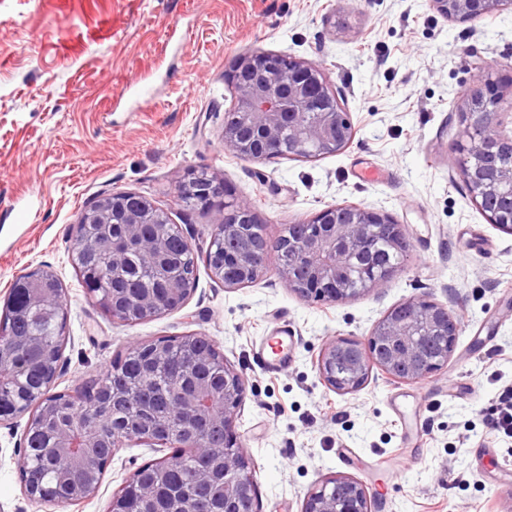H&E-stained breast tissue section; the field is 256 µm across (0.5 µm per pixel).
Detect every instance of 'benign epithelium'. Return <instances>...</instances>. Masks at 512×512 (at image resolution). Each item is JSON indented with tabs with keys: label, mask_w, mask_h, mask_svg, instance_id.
Returning a JSON list of instances; mask_svg holds the SVG:
<instances>
[{
	"label": "benign epithelium",
	"mask_w": 512,
	"mask_h": 512,
	"mask_svg": "<svg viewBox=\"0 0 512 512\" xmlns=\"http://www.w3.org/2000/svg\"><path fill=\"white\" fill-rule=\"evenodd\" d=\"M437 10L460 22L481 20L512 6V0H432ZM224 80L236 92L235 108L246 118L249 135L241 134L231 121H224V147L241 159L262 163L280 155L283 131L296 133V156L334 154L346 147L355 135L349 113L339 106L322 69L287 55L266 52L245 53L224 72ZM487 86L477 81L464 95L460 105V137L458 150L464 155L492 153L503 141L512 140V130L504 133V124L512 126L511 112H482ZM460 175L468 187L471 199L481 209L490 224L512 234V206L506 210L492 209L485 203L504 195L512 196V164H492L486 174H478L464 159ZM157 212L154 202L139 196L138 207L124 211L120 223L123 232L112 237V266L122 264L129 247L146 254H161L166 239L160 233L145 234L142 224ZM233 211L219 214L214 232L227 238L242 239L245 244L231 252L218 255L208 265L212 277L227 289L243 288L262 276L270 252H280L281 241L272 242L253 224L232 223ZM313 234L298 239L293 246L294 262L281 268V275L302 299L336 303L357 296L378 281L400 271L397 264L382 274L364 272L360 288L351 290L340 276L357 256L367 252L370 239L366 228L375 224L397 254L405 257L410 248L400 224L389 215L356 205L329 207L313 217ZM97 306L112 320L126 324L147 320L172 311L159 299L149 296L140 305L138 319L118 313L116 300L102 298ZM461 326L457 314L424 296L411 297L390 309L373 328L366 342L334 338L322 347L316 368L325 385L340 394L361 389L373 369L391 379L418 382L442 370L454 351ZM203 337L190 334L181 344L190 351L183 365L169 375L163 397L172 402L169 419L188 428L186 438L166 447L175 449L155 470L153 484L139 485V470H134L124 487L112 496L108 512H132L126 489L137 488L142 503L152 500L158 487L167 479L170 468L186 458L199 463L197 483L215 490L214 496L224 501V512H245L255 504L256 483L246 450L238 436L234 415L246 390L243 374L228 367L196 347ZM15 365L13 338L0 327V367ZM61 371L60 360L52 355L44 362L45 384L36 401L22 397L11 406L0 409V427L11 424L18 416L29 414L26 433L43 423L60 398L50 393ZM95 430L85 433V454L72 459L70 430L60 433L52 449L55 457L65 462L59 480L68 489L64 500L32 483L28 477L29 461L22 456L20 480L27 498L39 505L74 503L95 495L101 479L95 473L104 472L111 458L103 459L95 452L100 442L107 440L112 447L122 448L132 441L156 443L155 427L132 417L124 421L111 418V413L98 406ZM221 425L229 439L222 456L215 454L209 440L211 427ZM166 512H210L203 503L189 494L171 495ZM302 512H371L367 489L347 476H334L310 492Z\"/></svg>",
	"instance_id": "7a95c632"
}]
</instances>
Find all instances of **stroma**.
Listing matches in <instances>:
<instances>
[{
	"label": "stroma",
	"mask_w": 512,
	"mask_h": 512,
	"mask_svg": "<svg viewBox=\"0 0 512 512\" xmlns=\"http://www.w3.org/2000/svg\"><path fill=\"white\" fill-rule=\"evenodd\" d=\"M256 49L324 70L355 127L342 151L253 163L225 149L235 92L224 71ZM480 76L499 83L497 109L512 113L510 9L462 23L431 0H0V305L16 275L55 273L67 319L54 390L66 395L100 379L133 342L213 339L248 381L234 424L256 512H301L312 489L339 475L386 488L372 512H512V438L489 425L512 387V235L470 198L457 149L460 101ZM366 170L374 180L362 179ZM199 171L249 201L271 240L336 205L388 213L410 242L406 267L330 305L292 291L273 254L244 288H224L202 264L182 308L113 322L71 261L73 225L98 199L138 192L206 251L217 212L176 204L179 182ZM420 295L462 320L441 371L407 383L376 370L346 395L320 380L326 341L366 340L391 308ZM282 325L296 340L293 359L272 374L253 355ZM27 422L0 428V512H107L137 467L169 453L127 444L95 497L45 507L19 479ZM405 432L416 448L402 446ZM340 448L351 449L349 462Z\"/></svg>",
	"instance_id": "35a3bbf8"
}]
</instances>
